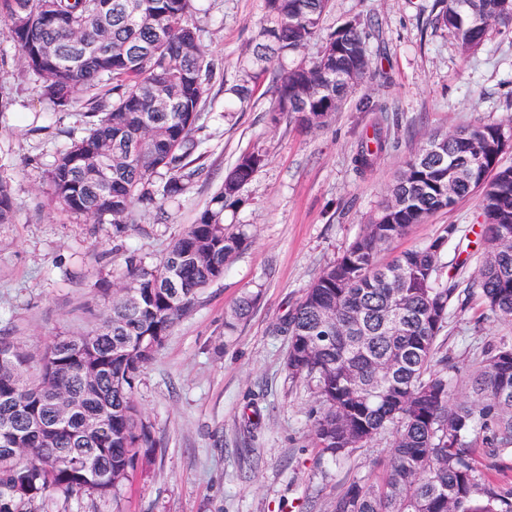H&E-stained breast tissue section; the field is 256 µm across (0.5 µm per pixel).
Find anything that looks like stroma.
<instances>
[{
  "label": "stroma",
  "instance_id": "35a3bbf8",
  "mask_svg": "<svg viewBox=\"0 0 512 512\" xmlns=\"http://www.w3.org/2000/svg\"><path fill=\"white\" fill-rule=\"evenodd\" d=\"M434 0H331L325 30L373 20V73L359 83L324 128L305 131L290 119L270 125L277 92L272 71L281 54L260 37L264 0H199L202 44L216 65L207 115L196 133L206 174L164 213L134 206L127 232L49 206L46 170L81 107H47L0 19V178L12 188L15 221L0 224V331L38 353L53 337L95 327L108 304L100 284L128 254L158 262L208 205L245 149L266 165L245 186L225 223L244 229L250 247L208 286L181 318L141 376L136 401L161 448L117 497L71 498L66 512H334L355 478L382 470L392 436L335 462L312 444L320 404L313 383L285 369L287 339L272 326L300 300L317 274L369 223L403 163L428 139L462 126L512 119V28L490 32L462 55L436 27ZM270 64L259 62V55ZM251 90L247 102L233 86ZM387 116L395 148L366 177L350 158L366 130ZM470 196L430 216L395 241L384 259L418 247L448 224L479 221ZM260 299L233 335L224 313L242 292ZM512 340V323L486 310L479 295L456 305L440 342L453 380L451 398L470 399V379L490 344Z\"/></svg>",
  "mask_w": 512,
  "mask_h": 512
}]
</instances>
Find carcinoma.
I'll return each instance as SVG.
<instances>
[{
  "mask_svg": "<svg viewBox=\"0 0 512 512\" xmlns=\"http://www.w3.org/2000/svg\"><path fill=\"white\" fill-rule=\"evenodd\" d=\"M198 0H0V18L42 101L80 105L83 127L69 133L49 170L54 207L127 231L131 208L162 209L202 170L191 169L205 87L216 66L202 47ZM330 0H265L260 34L281 54L303 52L322 31ZM435 22L468 54L495 27L512 26V0H438ZM371 65L359 22L329 32L322 50L275 74L276 125H327L352 88L336 71ZM512 126L471 125L435 136L410 157L370 223L275 323L288 338L289 376L315 383L316 447L338 461L381 432L393 440L383 473L355 479L334 512H512L478 466L468 438L489 455L512 448V341L500 340L471 378L473 398L451 402L448 356L439 337L460 287L479 289L496 317L512 321V165L503 163ZM394 146L377 123L351 157L360 176ZM242 152L219 190L154 266L125 259L100 323L60 335L38 357L0 332V512H49L59 499L114 497L158 448L138 408L141 374L173 326L251 244L224 224V209L265 165ZM480 195L481 258L463 283L444 262L462 232L449 224L392 260L382 252L458 200ZM0 180V224L14 219ZM259 294L244 293L224 317L233 333Z\"/></svg>",
  "mask_w": 512,
  "mask_h": 512,
  "instance_id": "1",
  "label": "carcinoma"
}]
</instances>
